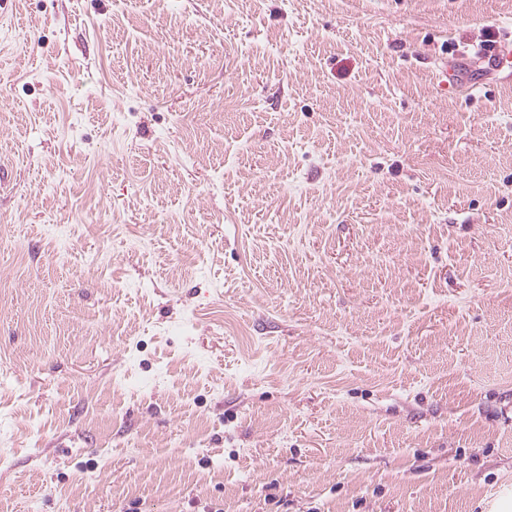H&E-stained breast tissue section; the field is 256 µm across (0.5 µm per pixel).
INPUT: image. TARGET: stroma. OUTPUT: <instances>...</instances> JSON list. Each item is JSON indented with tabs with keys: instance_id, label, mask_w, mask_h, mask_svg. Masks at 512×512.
<instances>
[{
	"instance_id": "35a3bbf8",
	"label": "stroma",
	"mask_w": 512,
	"mask_h": 512,
	"mask_svg": "<svg viewBox=\"0 0 512 512\" xmlns=\"http://www.w3.org/2000/svg\"><path fill=\"white\" fill-rule=\"evenodd\" d=\"M512 0H0V512L512 506Z\"/></svg>"
}]
</instances>
